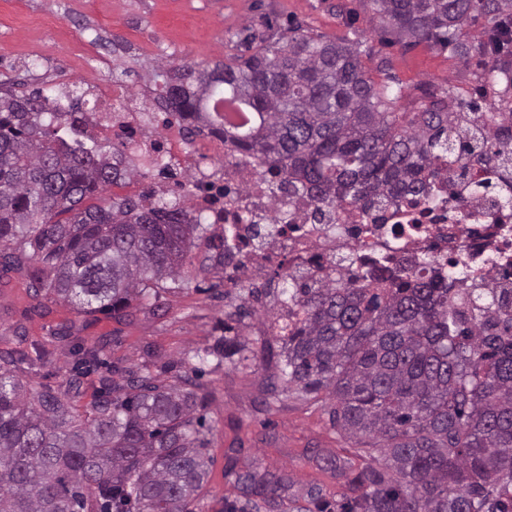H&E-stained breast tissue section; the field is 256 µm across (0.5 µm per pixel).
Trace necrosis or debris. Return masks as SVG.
I'll return each instance as SVG.
<instances>
[{
	"label": "necrosis or debris",
	"mask_w": 512,
	"mask_h": 512,
	"mask_svg": "<svg viewBox=\"0 0 512 512\" xmlns=\"http://www.w3.org/2000/svg\"><path fill=\"white\" fill-rule=\"evenodd\" d=\"M87 137L122 139L139 167L157 170L168 190L188 192L194 211L212 219L224 242V296L242 288L271 287L274 270L336 274L356 281L367 263L417 270L430 264L444 281L466 292L512 280V197L493 171L468 167L465 184L436 182L423 198H404L382 210L337 205L330 222H318L315 205L270 193L269 177L221 133L187 119L155 123L125 110L101 84ZM352 255V263L335 258Z\"/></svg>",
	"instance_id": "4bbe7bcc"
}]
</instances>
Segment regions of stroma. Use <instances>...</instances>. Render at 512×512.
I'll list each match as a JSON object with an SVG mask.
<instances>
[{
  "label": "stroma",
  "instance_id": "35a3bbf8",
  "mask_svg": "<svg viewBox=\"0 0 512 512\" xmlns=\"http://www.w3.org/2000/svg\"><path fill=\"white\" fill-rule=\"evenodd\" d=\"M298 23L333 39H358L361 61L375 83L400 89L398 109L418 111L428 93L451 88L467 112H492L493 91L486 57L461 59L455 49L432 42H409L382 33L368 0H0V82L17 93L53 95L60 71H69L70 89L83 107L93 105L92 81L137 94L154 93L153 73L166 62H215L232 53L229 38L252 29L274 35ZM201 252L192 249L184 262L191 279L183 290L163 294L159 305L137 302L133 315L85 316L72 307L51 304L47 317L32 316L27 271L0 265V351L15 347L13 327H23L27 341H40L62 325L81 330L87 341H104V358L122 366L140 364L146 351L168 382L196 376L208 395L205 433L210 474L193 512H222L235 490L224 478L228 457H247L285 469L296 488L322 484L338 498L344 481L319 470L315 455L351 448L329 422V400L290 398L266 403L264 387L272 373L260 353L261 332L270 311L251 302L246 318L235 317L234 304L201 274ZM232 331L246 342L247 360L237 364H198L194 352ZM202 374H195V367Z\"/></svg>",
  "mask_w": 512,
  "mask_h": 512
}]
</instances>
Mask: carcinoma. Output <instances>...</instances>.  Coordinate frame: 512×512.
Wrapping results in <instances>:
<instances>
[{"mask_svg": "<svg viewBox=\"0 0 512 512\" xmlns=\"http://www.w3.org/2000/svg\"><path fill=\"white\" fill-rule=\"evenodd\" d=\"M512 0H370L383 30L401 39L452 45L478 15L496 36L479 50L512 43ZM241 51L224 61L156 69L159 96L180 118L237 98L252 116L246 132L224 128L242 154L281 176L317 211L345 200L383 206L448 179L472 159L512 177V112H459L450 90L417 112H398L400 92L376 84L358 44L296 24L272 45L235 34ZM90 115L48 96L0 92V263L34 268L32 312L63 302L80 314L132 316L135 300L180 289L186 253L224 247L188 202L84 199L135 175L102 146L76 138ZM277 296L298 307L265 388L274 400L325 392L333 427L357 449L316 458L348 478L330 500L313 483L291 493L282 470L260 473L229 458L236 490L225 512L288 504L291 512H512V288H473L464 312L454 289L421 272L370 270L356 285L314 274L277 275ZM69 347L66 384L27 388L19 372ZM104 345L72 326L0 354V512H192L209 476L204 449L207 394L184 379L170 384L149 359L112 367L84 414L71 399L104 365ZM237 337L194 353L231 364ZM362 460L354 471L356 460Z\"/></svg>", "mask_w": 512, "mask_h": 512, "instance_id": "obj_1", "label": "carcinoma"}]
</instances>
